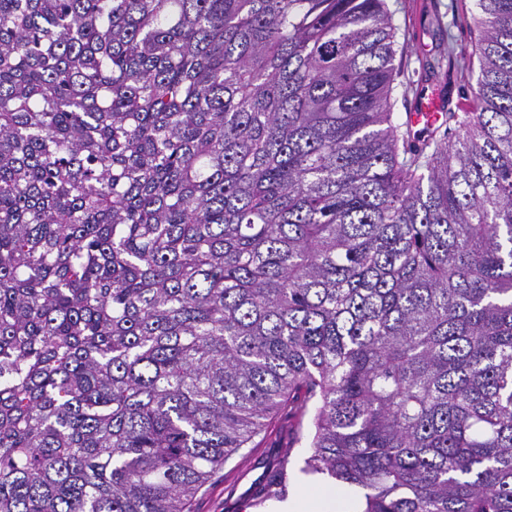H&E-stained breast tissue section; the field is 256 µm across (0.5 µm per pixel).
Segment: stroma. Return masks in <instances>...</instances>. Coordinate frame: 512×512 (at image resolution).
Instances as JSON below:
<instances>
[{
  "instance_id": "stroma-1",
  "label": "stroma",
  "mask_w": 512,
  "mask_h": 512,
  "mask_svg": "<svg viewBox=\"0 0 512 512\" xmlns=\"http://www.w3.org/2000/svg\"><path fill=\"white\" fill-rule=\"evenodd\" d=\"M398 27L397 43L404 46L403 56L395 61L393 112L404 118L416 95L432 85L445 88L452 111L467 107L470 84L475 83L479 64L460 67L455 57L445 61L442 72L426 69V58L437 52L438 36L430 25L438 14L450 18L449 41L456 53L470 48L477 32L472 19L471 0H387ZM296 424L287 417L274 421L268 435L250 449L245 458L227 463L198 494L194 512H268V505H256L255 493L280 461H287L289 477L299 475L307 448L294 441Z\"/></svg>"
}]
</instances>
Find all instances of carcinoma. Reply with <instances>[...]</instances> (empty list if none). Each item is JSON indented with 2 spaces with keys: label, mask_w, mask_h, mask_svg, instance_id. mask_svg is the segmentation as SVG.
Here are the masks:
<instances>
[{
  "label": "carcinoma",
  "mask_w": 512,
  "mask_h": 512,
  "mask_svg": "<svg viewBox=\"0 0 512 512\" xmlns=\"http://www.w3.org/2000/svg\"><path fill=\"white\" fill-rule=\"evenodd\" d=\"M473 20L438 140L387 0H0V512H193L283 412L364 512H512V0Z\"/></svg>",
  "instance_id": "cac0c4a2"
}]
</instances>
